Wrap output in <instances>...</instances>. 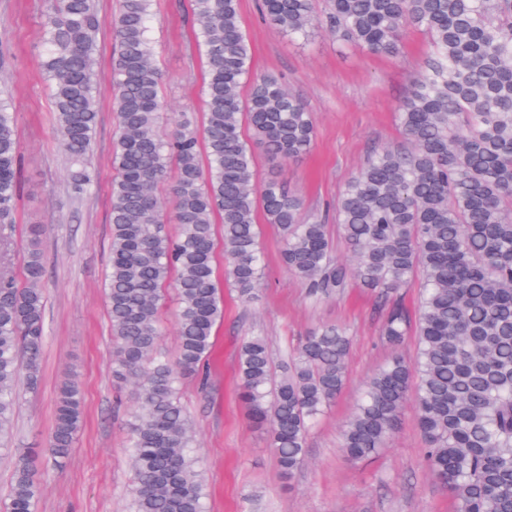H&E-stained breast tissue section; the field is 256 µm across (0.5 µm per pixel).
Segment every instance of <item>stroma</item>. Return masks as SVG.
Masks as SVG:
<instances>
[{
	"label": "stroma",
	"instance_id": "stroma-1",
	"mask_svg": "<svg viewBox=\"0 0 512 512\" xmlns=\"http://www.w3.org/2000/svg\"><path fill=\"white\" fill-rule=\"evenodd\" d=\"M46 8V0H0V98L12 107L22 152L9 265L21 274L28 227L43 225L47 297L40 383L22 394L10 445L36 451L37 512H128L133 482L125 421L135 399L131 387L112 379L104 293L116 176L111 146L118 133L112 32L101 30L95 56L98 118L89 163L96 181L78 196L69 185V162L56 144L51 91L41 76ZM189 12L190 0H154L163 134L185 117L203 122L204 69ZM239 16L252 45L255 74L276 75L314 117L311 147L285 165L284 177L302 202L303 216H324L336 254L344 255L335 219L341 190L374 152L406 147L397 107L424 70L428 38L423 31L406 30L397 55L378 56L323 30L306 41L290 38L264 21L258 0H239ZM260 245L266 279L248 304L225 291L224 322L216 330L207 384L193 379L181 384V400L195 423L207 512H251L255 507L261 512H454L453 494L427 468L426 441L413 403H406L394 435L373 459L349 461L340 447L341 432L367 379L392 357L413 356L416 336L396 349L382 344L379 300L359 283L349 284L341 295L311 298L282 266L274 225L261 224ZM323 324L341 326L351 338L348 380L310 430L304 466L285 479L238 399L237 352L245 339L259 336L278 361ZM70 374L82 386L83 426L59 467L50 456L49 440L57 393Z\"/></svg>",
	"mask_w": 512,
	"mask_h": 512
}]
</instances>
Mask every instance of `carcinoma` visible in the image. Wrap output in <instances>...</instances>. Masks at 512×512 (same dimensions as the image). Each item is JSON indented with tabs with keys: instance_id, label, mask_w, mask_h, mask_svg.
<instances>
[{
	"instance_id": "1",
	"label": "carcinoma",
	"mask_w": 512,
	"mask_h": 512,
	"mask_svg": "<svg viewBox=\"0 0 512 512\" xmlns=\"http://www.w3.org/2000/svg\"><path fill=\"white\" fill-rule=\"evenodd\" d=\"M152 0H122L104 19L96 0H49L42 68L55 129L78 192L97 124L95 52L112 28V82L119 137L112 143L111 258L105 292L112 377L134 389L127 422L134 471L132 512H206L193 455L194 430L182 379L202 373L224 321L221 288L251 302L264 278L258 213L278 227L286 271L314 298L356 278L386 308L380 340L402 345L416 330L414 359L395 357L367 381L341 434L353 460L372 458L414 398L427 466L454 495L456 512H512V0H261L264 19L291 36L317 28L368 52L395 55L408 27L427 33L422 77L398 112L409 150L376 152L345 184L336 223L348 262L336 259L327 224L301 217L300 200L272 169L257 183L253 140L278 165L308 150L312 113L275 76L252 75L253 53L238 0H191L205 68L202 128L188 119L159 133L162 73L150 39ZM247 93H242L243 87ZM20 143L14 113L0 100V238L15 227ZM175 169L171 209L157 188ZM224 266L218 267L216 225ZM24 284L0 272V457L12 477L0 512H35L41 489L33 454L5 447L20 399L17 380L39 383L46 295L40 287L42 227L28 226ZM421 279L418 317L398 290ZM177 296V347H160L164 291ZM350 340L322 325L275 370L265 339L237 355L239 399L267 435L280 474L305 461L318 416L347 384ZM83 424L78 379L59 389L50 452L69 457Z\"/></svg>"
}]
</instances>
